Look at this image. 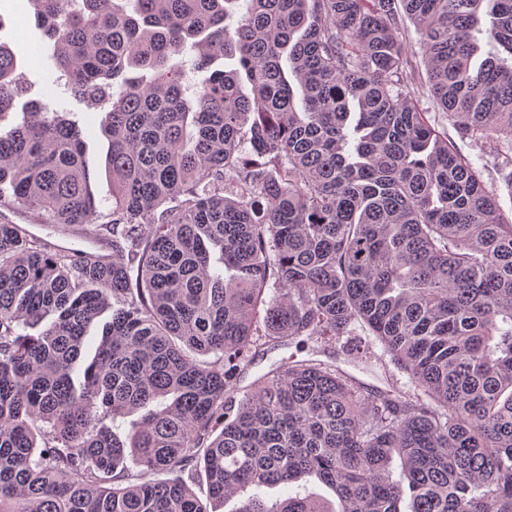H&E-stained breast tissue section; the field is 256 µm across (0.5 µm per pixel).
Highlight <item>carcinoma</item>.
<instances>
[{"mask_svg":"<svg viewBox=\"0 0 512 512\" xmlns=\"http://www.w3.org/2000/svg\"><path fill=\"white\" fill-rule=\"evenodd\" d=\"M30 3L104 112L112 208L2 40L0 205L112 252L0 223V512H211L201 474L232 512H512V224L399 36L463 134L512 138V0ZM356 322L420 393L317 358ZM286 341L309 357L239 389ZM404 41L412 52L407 54L409 64L406 73L411 79L412 88L422 107L429 113L432 125L440 132L448 134V141L454 143L458 152L473 163L481 172L487 190L493 193L500 204V219L504 224H512V191L509 177L512 172V142L502 136L493 141L474 139L460 133L456 123L447 112H443L433 102L429 92L428 74L419 48V35L410 20L404 22ZM411 65V67H410Z\"/></svg>","mask_w":512,"mask_h":512,"instance_id":"cac0c4a2","label":"carcinoma"}]
</instances>
